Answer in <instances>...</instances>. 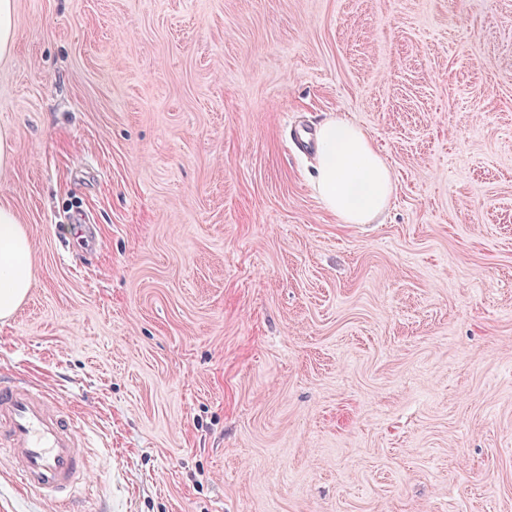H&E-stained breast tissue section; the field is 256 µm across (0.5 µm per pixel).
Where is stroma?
Returning <instances> with one entry per match:
<instances>
[{"label":"stroma","mask_w":512,"mask_h":512,"mask_svg":"<svg viewBox=\"0 0 512 512\" xmlns=\"http://www.w3.org/2000/svg\"><path fill=\"white\" fill-rule=\"evenodd\" d=\"M0 373L77 415L71 512H512V0H17ZM390 166L342 224L291 139ZM0 512H54L0 458ZM315 191L342 224H370L386 209L393 191L391 170L362 127L344 117L317 130ZM35 270L26 227L8 203H0V320L10 318L24 302Z\"/></svg>","instance_id":"35a3bbf8"}]
</instances>
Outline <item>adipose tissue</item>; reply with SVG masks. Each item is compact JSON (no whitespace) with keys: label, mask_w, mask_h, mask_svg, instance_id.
Returning <instances> with one entry per match:
<instances>
[{"label":"adipose tissue","mask_w":512,"mask_h":512,"mask_svg":"<svg viewBox=\"0 0 512 512\" xmlns=\"http://www.w3.org/2000/svg\"><path fill=\"white\" fill-rule=\"evenodd\" d=\"M315 191L344 224H369L386 209L393 191L391 170L362 127L345 118L317 130ZM29 233L14 209L0 203V320L26 299L35 278Z\"/></svg>","instance_id":"ef3b65f1"}]
</instances>
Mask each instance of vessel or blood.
I'll list each match as a JSON object with an SVG mask.
<instances>
[{
    "label": "vessel or blood",
    "mask_w": 512,
    "mask_h": 512,
    "mask_svg": "<svg viewBox=\"0 0 512 512\" xmlns=\"http://www.w3.org/2000/svg\"><path fill=\"white\" fill-rule=\"evenodd\" d=\"M85 446L78 419L58 410L46 388L0 381V455L30 490L67 502L86 469Z\"/></svg>",
    "instance_id": "vessel-or-blood-1"
}]
</instances>
